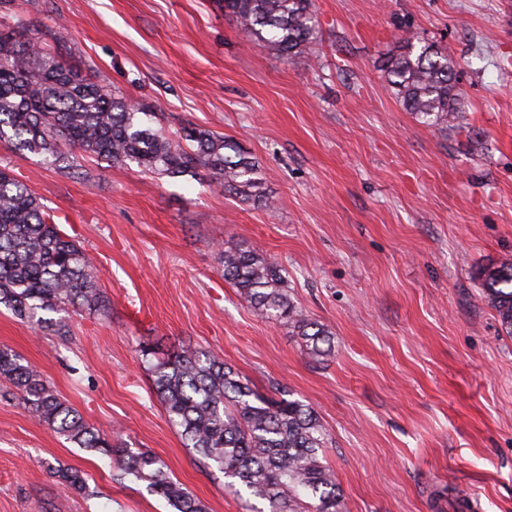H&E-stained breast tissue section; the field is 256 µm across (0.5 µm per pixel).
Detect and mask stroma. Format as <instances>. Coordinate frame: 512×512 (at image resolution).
<instances>
[{
  "label": "stroma",
  "instance_id": "1",
  "mask_svg": "<svg viewBox=\"0 0 512 512\" xmlns=\"http://www.w3.org/2000/svg\"><path fill=\"white\" fill-rule=\"evenodd\" d=\"M314 4L321 52L287 59L220 0H0V26L167 135L199 127L250 152L274 201L0 141V169L95 259L104 295L48 328L0 305V348L91 426L159 456L207 512L267 504L185 446L142 348L192 347L313 406L343 512H512V337L476 278L512 261V0ZM409 33L448 46L461 112L448 129L419 123L386 81ZM237 244L287 269L293 300L334 334L330 357L225 282L221 254ZM66 468L87 493L60 483ZM118 472L0 382V512H173Z\"/></svg>",
  "mask_w": 512,
  "mask_h": 512
}]
</instances>
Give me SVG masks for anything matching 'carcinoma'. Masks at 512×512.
Wrapping results in <instances>:
<instances>
[{
	"mask_svg": "<svg viewBox=\"0 0 512 512\" xmlns=\"http://www.w3.org/2000/svg\"><path fill=\"white\" fill-rule=\"evenodd\" d=\"M224 12L262 46L288 58L319 52L313 0H224ZM393 93L418 121L438 130L460 119L448 49L410 35L384 67ZM54 159L63 149L143 172L178 178L203 173L242 203H270L259 161L226 137L198 127L175 140L151 115L115 96L80 71L43 55L31 38L0 31V140ZM224 281L267 318L288 326L307 354H331L332 332L310 319L290 295L284 269L251 247L224 250ZM477 278L502 331L512 336V263L478 270ZM101 301L90 257L56 224L22 182L0 170V304L28 318L76 303ZM152 384L169 419L194 449L224 476L238 479L266 501L268 512H341L342 493L325 462L327 434L318 413L299 399L258 392L231 365L186 349L151 366ZM0 379L53 430L80 448L113 457L125 476L148 482L175 512H206L159 457L133 452L90 426L62 400L37 367L0 349ZM60 481L86 491L80 472L60 469Z\"/></svg>",
	"mask_w": 512,
	"mask_h": 512,
	"instance_id": "1",
	"label": "carcinoma"
}]
</instances>
